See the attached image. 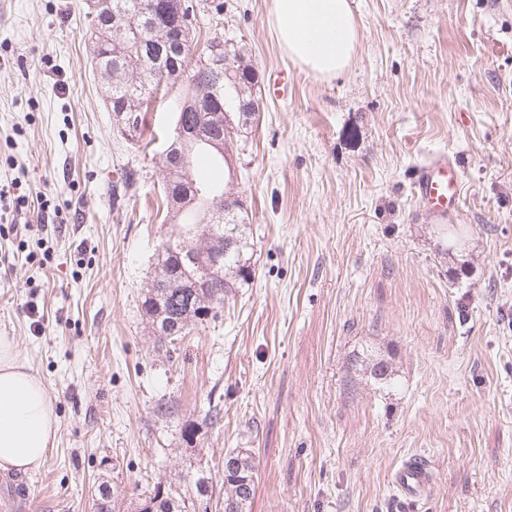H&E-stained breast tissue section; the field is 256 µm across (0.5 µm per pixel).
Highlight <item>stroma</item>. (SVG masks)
Wrapping results in <instances>:
<instances>
[{"mask_svg": "<svg viewBox=\"0 0 512 512\" xmlns=\"http://www.w3.org/2000/svg\"><path fill=\"white\" fill-rule=\"evenodd\" d=\"M244 46L259 123L234 145L256 275L166 353L144 316L163 243L161 144L121 135L86 0H0V336L44 382L57 440L0 476V512H93L252 454V512H512V0H353L336 77L290 59L272 0H197ZM456 159L459 238L415 190ZM391 354L397 384L354 358ZM426 458L434 488L389 476ZM433 482V473L428 465L417 458H409L391 474V483L396 497L411 500L427 494Z\"/></svg>", "mask_w": 512, "mask_h": 512, "instance_id": "obj_1", "label": "stroma"}]
</instances>
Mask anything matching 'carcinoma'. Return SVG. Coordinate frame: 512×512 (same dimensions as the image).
<instances>
[{
  "instance_id": "obj_1",
  "label": "carcinoma",
  "mask_w": 512,
  "mask_h": 512,
  "mask_svg": "<svg viewBox=\"0 0 512 512\" xmlns=\"http://www.w3.org/2000/svg\"><path fill=\"white\" fill-rule=\"evenodd\" d=\"M114 4L143 25L160 5V0H114ZM98 56L100 67L97 71L106 79L107 94L112 98V107L115 108L129 93L128 77L142 66L141 45L136 42L135 36L122 33L113 36L112 42L101 44ZM224 59L227 60L230 73L223 78L213 111L222 113L227 110L229 118L221 125L209 112H190L186 121L193 125L212 126L213 136L222 135L232 145L239 137V130L231 126V123L238 122L236 108L239 99L257 95L260 88L252 65L246 61L243 47L224 44ZM189 155L192 161L203 159L212 171H221L228 165L225 155L204 142L190 145ZM193 180L201 194L194 206L180 215L178 237L171 244L176 247L183 242L197 241L213 230L224 233V275L215 287L201 295H194L190 290L178 287L161 288L157 292L151 287L147 289L142 299V309L150 322H155V318L161 316L169 324L184 329L187 319L194 320L191 328L185 329L183 333L167 338L158 337L160 342L167 340L173 343L204 325L208 318H216L218 310L223 307L224 297L232 289L249 284L255 277L252 255L249 254L251 244L248 241L247 224L241 222L246 213L243 204L238 199L229 201L224 198V183L220 179L200 175L193 177ZM214 206L229 210L228 222L200 223L201 218ZM156 266L157 274L153 280L155 285L166 279L176 280L180 276L176 254L169 252L158 256ZM357 361L379 383L387 386L395 383L391 359L370 351L360 354ZM256 480L257 466L252 455L241 450L227 453L224 456L222 512H250ZM212 488V475L202 469L190 475H178L175 483L161 479L146 494L145 501L151 503L152 508L143 507L139 512H197V503L208 498Z\"/></svg>"
}]
</instances>
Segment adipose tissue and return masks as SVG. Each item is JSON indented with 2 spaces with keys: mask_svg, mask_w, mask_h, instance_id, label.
I'll list each match as a JSON object with an SVG mask.
<instances>
[{
  "mask_svg": "<svg viewBox=\"0 0 512 512\" xmlns=\"http://www.w3.org/2000/svg\"><path fill=\"white\" fill-rule=\"evenodd\" d=\"M271 24L288 56L331 78L351 62L358 28L351 0H273ZM57 417L42 380L0 336V473L38 470L53 448Z\"/></svg>",
  "mask_w": 512,
  "mask_h": 512,
  "instance_id": "obj_1",
  "label": "adipose tissue"
}]
</instances>
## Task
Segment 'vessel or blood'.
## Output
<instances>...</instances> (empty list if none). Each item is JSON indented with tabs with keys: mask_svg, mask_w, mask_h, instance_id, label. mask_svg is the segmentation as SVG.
<instances>
[{
	"mask_svg": "<svg viewBox=\"0 0 512 512\" xmlns=\"http://www.w3.org/2000/svg\"><path fill=\"white\" fill-rule=\"evenodd\" d=\"M462 190L457 165L450 159H439L425 165L416 184V193L430 212L441 216L457 208ZM432 482V471L417 458L407 459L391 474L396 496L403 500L424 496Z\"/></svg>",
	"mask_w": 512,
	"mask_h": 512,
	"instance_id": "b4317fda",
	"label": "vessel or blood"
}]
</instances>
